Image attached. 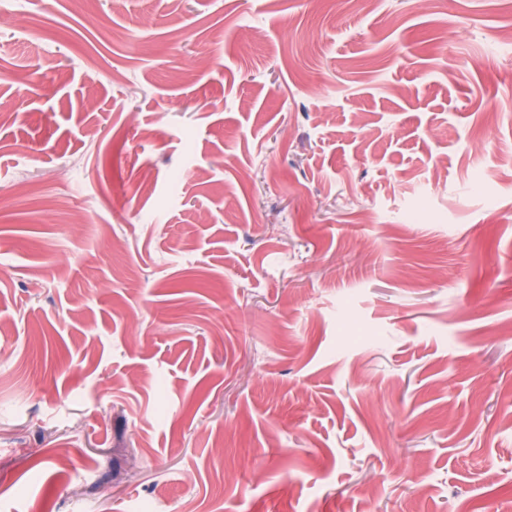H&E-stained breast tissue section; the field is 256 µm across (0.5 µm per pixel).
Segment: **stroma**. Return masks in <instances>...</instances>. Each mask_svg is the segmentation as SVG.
Here are the masks:
<instances>
[{
    "mask_svg": "<svg viewBox=\"0 0 512 512\" xmlns=\"http://www.w3.org/2000/svg\"><path fill=\"white\" fill-rule=\"evenodd\" d=\"M0 5V512H512V0Z\"/></svg>",
    "mask_w": 512,
    "mask_h": 512,
    "instance_id": "stroma-1",
    "label": "stroma"
}]
</instances>
